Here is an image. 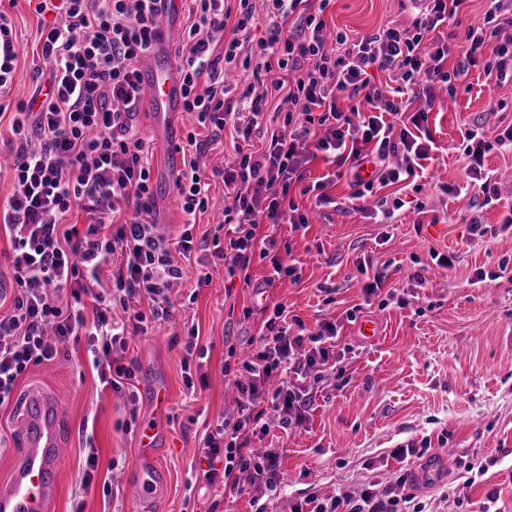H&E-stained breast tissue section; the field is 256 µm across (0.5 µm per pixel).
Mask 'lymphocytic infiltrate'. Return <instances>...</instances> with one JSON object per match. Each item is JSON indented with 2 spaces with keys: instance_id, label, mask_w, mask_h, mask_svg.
I'll return each mask as SVG.
<instances>
[{
  "instance_id": "f902f5d3",
  "label": "lymphocytic infiltrate",
  "mask_w": 512,
  "mask_h": 512,
  "mask_svg": "<svg viewBox=\"0 0 512 512\" xmlns=\"http://www.w3.org/2000/svg\"><path fill=\"white\" fill-rule=\"evenodd\" d=\"M158 0H38V14L54 13L41 28L40 56L49 83L39 104L18 102L11 117L15 142L13 189L0 207V227L12 246L17 293L0 314V406L8 404L20 377L33 364L52 360L60 344L86 341L100 383L122 390L135 378L124 364L127 332L147 333L165 318L171 295L185 278L195 250L213 249L229 272L248 271L253 258L269 259L267 283L295 276L273 250L263 224L307 228L308 216L291 196L296 187L314 193L319 207L333 205L324 179H311L316 158L345 167L354 188L349 209L364 212L375 184L413 182L434 148L428 129L437 87L455 92L463 76L482 67L497 85L512 84V0H487L484 23L468 28L467 48L455 56L439 28L460 25L467 0H410L411 26L389 25L356 38L329 37L324 13L331 0H189L190 25L176 49L182 63L183 110L205 136L188 133L191 157L176 179L181 207L190 217L177 242L150 222L151 165L137 117L143 100L140 63L151 50L160 22ZM261 37H254L255 29ZM338 48L330 50L328 39ZM387 71L425 101L409 124H398L405 104L394 88L372 84V71ZM251 72L254 84L229 98L227 75ZM292 75L290 85L279 74ZM273 76L287 88L288 109L261 148L249 147L253 126L268 105L256 81ZM232 136L235 157L213 168L229 199L223 236L195 238L193 215L208 207L209 185L202 164L211 147ZM469 159L466 184L485 202L498 187L483 170L492 148H512V126L487 141L482 131L463 133ZM122 260L104 288L101 267ZM121 309L123 321L113 311ZM284 309L274 305L265 331L248 360L238 363L234 384L237 414L205 433L202 448L213 466L209 484H246L258 494L276 491L279 453L255 452L251 439L266 432L268 411L282 428L307 420L312 392L282 380L270 406L258 397L265 382L285 371L322 374L335 352V322L316 328L280 325ZM412 473L358 494L310 495L290 512H426L409 493Z\"/></svg>"
}]
</instances>
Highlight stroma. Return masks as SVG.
Masks as SVG:
<instances>
[{
    "label": "stroma",
    "mask_w": 512,
    "mask_h": 512,
    "mask_svg": "<svg viewBox=\"0 0 512 512\" xmlns=\"http://www.w3.org/2000/svg\"><path fill=\"white\" fill-rule=\"evenodd\" d=\"M9 14L18 60L0 102L14 104L28 100L41 80L43 18L33 0H16ZM413 17V9L399 0H332L324 15L330 29L350 37L390 23L407 27ZM500 101L505 109H497ZM138 123L152 166L151 218L173 239L187 216L168 167L170 143L157 134L149 107L141 108ZM510 124L512 86L495 87L483 70L473 69L455 97L429 116L437 148L426 162L422 189L378 186L367 198L370 207L381 198L390 202L389 218L322 213L313 198L296 196L300 210L311 214L308 228L295 232L280 224L272 234L278 243L290 244L297 275L267 287L261 301L254 285L267 275L268 261H254L248 274L231 276L206 250L187 266L170 316L132 337L126 354L169 390L163 499L142 507L129 486L136 458L130 422L147 407L143 379H136L129 393L102 387L81 344L32 367L15 399L0 408V483L8 479L19 446L21 400L39 386L59 399L66 419L59 494L50 512H255L260 505L266 512H289V503L311 494L356 492L393 480L399 469L418 470L421 460L391 456L410 442L428 443L430 456L443 461L436 480L412 488L430 512H482L492 490L499 493L498 512H512V226L503 222L512 212V151L495 148L484 158V170L499 189L492 204L472 193L453 197L445 191L463 181L464 130L477 125L492 138ZM474 217L491 226L492 234L473 236ZM439 254L453 257L452 266L438 265ZM365 259L385 273L368 304L359 272ZM203 270L211 276L204 286L198 283ZM479 271L488 273L487 281L476 282ZM265 303L283 304L288 316L309 327L336 321L338 340L336 365L313 384L305 427L286 431L273 422L252 440L253 447L279 449L283 475L280 490L258 502L253 492L208 485L201 446L206 429L237 410L239 393L224 365L258 342ZM351 308L357 311L352 321L346 318ZM367 319L379 326L371 340L355 334L357 322ZM191 328L205 352L204 388L184 383L183 346ZM90 442L98 450V465L86 486L84 448ZM489 459L493 467L460 488L459 500L443 499L447 484L459 478L458 461Z\"/></svg>",
    "instance_id": "35a3bbf8"
}]
</instances>
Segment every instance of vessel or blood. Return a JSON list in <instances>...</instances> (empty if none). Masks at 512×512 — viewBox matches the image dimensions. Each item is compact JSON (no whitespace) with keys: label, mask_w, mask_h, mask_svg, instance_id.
I'll return each mask as SVG.
<instances>
[{"label":"vessel or blood","mask_w":512,"mask_h":512,"mask_svg":"<svg viewBox=\"0 0 512 512\" xmlns=\"http://www.w3.org/2000/svg\"><path fill=\"white\" fill-rule=\"evenodd\" d=\"M179 5L180 0H163L161 25L142 72L155 126L172 140L177 137V129L171 118L183 109L182 66L175 53ZM168 413L167 388L153 385L136 430L138 456L131 483L134 497L142 503L160 500L166 492L158 443L166 432ZM63 421L59 406L50 396L37 388L29 390L22 409V447L13 459L8 483L0 486V512H47L58 489Z\"/></svg>","instance_id":"1"}]
</instances>
